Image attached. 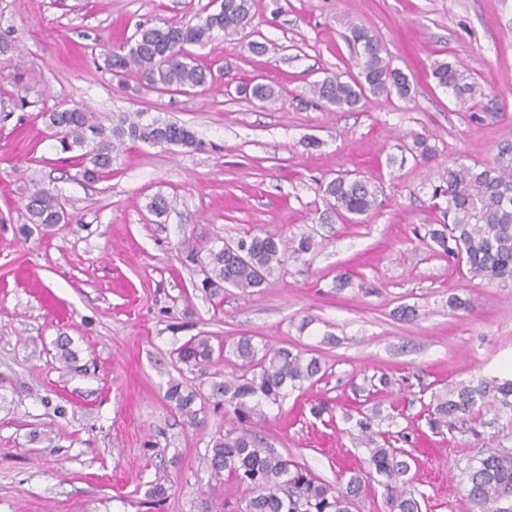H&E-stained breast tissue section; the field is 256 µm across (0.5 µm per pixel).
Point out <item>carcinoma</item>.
Masks as SVG:
<instances>
[{"label": "carcinoma", "instance_id": "cac0c4a2", "mask_svg": "<svg viewBox=\"0 0 512 512\" xmlns=\"http://www.w3.org/2000/svg\"><path fill=\"white\" fill-rule=\"evenodd\" d=\"M255 0H221L219 10L199 18L194 25L178 22L140 27L134 41L119 45L105 54L104 64L112 74L136 73L147 86L165 91H185L204 87L212 76L189 50L204 47L223 34L231 42L251 23ZM352 47L359 73L349 81L339 75L326 76L310 86V93L336 111L357 106L369 92L375 96L411 95L409 77L383 56V48L370 28L352 24L346 37ZM436 84L451 92L465 105L475 99L476 86L453 62H443L432 70ZM240 92L261 102L277 100L273 86L250 83ZM51 139L61 154L79 148L72 156L77 175L98 181L112 174L115 156L129 143H166L199 150L203 142L183 124L146 120L144 113H120L107 127L90 112L78 106L46 113ZM378 187L369 180L339 176L326 183L323 199L329 209L347 218L371 213L378 206ZM432 196L446 199L438 228L428 230L437 253L468 267L473 276L507 282L512 280V142L498 147L494 162L482 166L454 163L439 173V184ZM29 223L49 228L65 220L62 196L56 188L34 186L26 199ZM310 237L297 243L271 236L246 235L233 243L202 253L187 251L186 260L200 267L203 278L196 288L217 296L228 287L252 291L262 289L287 261H297L312 250ZM231 353L242 362L244 371L231 378L209 381V393L172 379L165 399L191 424H198L196 400L212 402L237 423L213 436L203 457L210 476L216 481L228 477L243 487L242 502L229 512H353L356 500L370 481L385 490L388 512H422L419 499L408 490L411 479L409 454L391 446L385 434L373 429L371 417L356 421L357 440L367 448V469L355 473L344 487L335 486L315 475L308 467L268 446L253 430L265 419V408L281 406L286 389L313 382L322 372L315 357L306 358L288 348H258L249 337L230 345ZM224 347L215 348L210 338L193 336L176 350V360L198 367L223 356ZM512 410V380L503 383L480 381L476 385L453 386L433 395L435 406L430 427L439 429L476 418L488 399ZM465 492L473 512H512V449L488 448L478 465L469 469Z\"/></svg>", "mask_w": 512, "mask_h": 512}]
</instances>
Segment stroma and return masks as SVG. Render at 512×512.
Masks as SVG:
<instances>
[{"label": "stroma", "mask_w": 512, "mask_h": 512, "mask_svg": "<svg viewBox=\"0 0 512 512\" xmlns=\"http://www.w3.org/2000/svg\"><path fill=\"white\" fill-rule=\"evenodd\" d=\"M216 8L0 0V512H219L241 498L201 463L230 426L223 411L205 406L195 426L164 398L170 379L198 385L238 372L224 359L176 361L174 349L201 334L216 346L248 336L321 360L319 381L266 410L259 430L280 453L345 485L368 457L352 436L361 406L413 457L422 512H472L464 473L486 448H512V410L490 404L435 432L426 406L448 386L512 375V283L472 277L421 238L442 219L431 200L441 168L492 163L512 141V0H257L235 44L197 49L217 70L206 87L160 92L105 68V52L138 27L193 24ZM351 21L408 75L410 99L369 94L334 112L312 97L325 76L357 75L344 39ZM252 41L263 55L249 52ZM439 61L463 65L481 90L474 104L436 86ZM250 81L275 85L277 101L237 93ZM75 105L107 124L120 112L178 122L205 148L140 144L120 154L110 178L79 181L42 118ZM415 132L435 158L413 157ZM347 172L381 188L359 224L330 212L319 192ZM37 184L62 193L69 219L25 235V198ZM157 194L175 201L161 218L147 208ZM247 234L308 235L317 247L261 292L195 290L201 273L183 246L204 251ZM341 274L351 286L339 287ZM453 296L473 310L451 309ZM405 305L415 320L401 319ZM61 336L77 353L68 367L56 356ZM321 400L331 410L317 417ZM161 474L167 495L157 502L149 490Z\"/></svg>", "instance_id": "obj_1"}]
</instances>
